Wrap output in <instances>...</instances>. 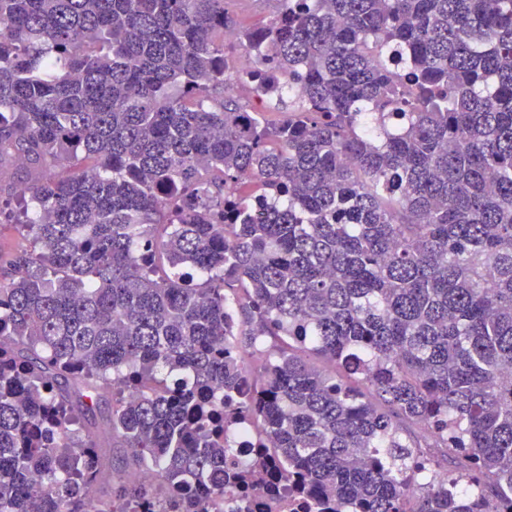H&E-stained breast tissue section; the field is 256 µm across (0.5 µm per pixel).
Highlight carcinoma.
Here are the masks:
<instances>
[{"label":"carcinoma","instance_id":"carcinoma-1","mask_svg":"<svg viewBox=\"0 0 512 512\" xmlns=\"http://www.w3.org/2000/svg\"><path fill=\"white\" fill-rule=\"evenodd\" d=\"M228 27L0 0V512H512V0H277V126ZM226 46V45H225ZM228 58H233L240 53L233 50L232 47L226 46ZM252 61L245 55L238 56L232 63H227L224 67V92L235 94L237 90L244 87L236 93L239 103L245 107L255 105V100L252 92L245 88L242 83L241 77L245 71L250 69Z\"/></svg>","mask_w":512,"mask_h":512}]
</instances>
